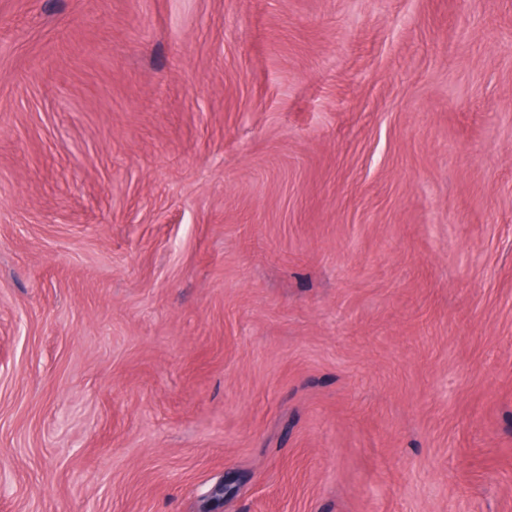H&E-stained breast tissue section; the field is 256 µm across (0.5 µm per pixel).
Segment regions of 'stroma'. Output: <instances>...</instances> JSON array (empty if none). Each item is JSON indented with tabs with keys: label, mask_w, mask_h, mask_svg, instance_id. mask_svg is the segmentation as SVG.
Here are the masks:
<instances>
[{
	"label": "stroma",
	"mask_w": 512,
	"mask_h": 512,
	"mask_svg": "<svg viewBox=\"0 0 512 512\" xmlns=\"http://www.w3.org/2000/svg\"><path fill=\"white\" fill-rule=\"evenodd\" d=\"M0 473L512 512V0H0Z\"/></svg>",
	"instance_id": "35a3bbf8"
}]
</instances>
